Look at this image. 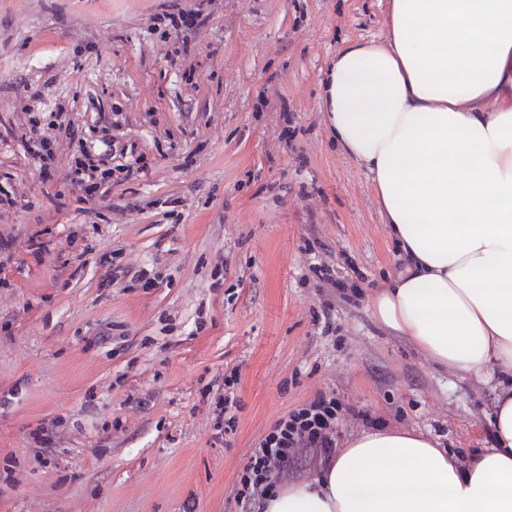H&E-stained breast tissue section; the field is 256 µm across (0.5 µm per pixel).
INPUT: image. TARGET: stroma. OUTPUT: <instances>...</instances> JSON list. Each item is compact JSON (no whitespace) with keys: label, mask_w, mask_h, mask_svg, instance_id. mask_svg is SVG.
Listing matches in <instances>:
<instances>
[{"label":"stroma","mask_w":512,"mask_h":512,"mask_svg":"<svg viewBox=\"0 0 512 512\" xmlns=\"http://www.w3.org/2000/svg\"><path fill=\"white\" fill-rule=\"evenodd\" d=\"M176 7L204 24L172 26ZM387 16L388 0H0V512H261L234 499L242 468L321 392L349 408L340 448L372 427L466 461L488 447L493 384L373 319L401 258L324 124L329 63ZM59 110L89 142L112 126L97 198L68 144L47 182L21 142L27 113Z\"/></svg>","instance_id":"1"}]
</instances>
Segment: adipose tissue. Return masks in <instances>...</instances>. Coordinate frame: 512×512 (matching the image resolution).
<instances>
[{
	"label": "adipose tissue",
	"instance_id": "ef3b65f1",
	"mask_svg": "<svg viewBox=\"0 0 512 512\" xmlns=\"http://www.w3.org/2000/svg\"><path fill=\"white\" fill-rule=\"evenodd\" d=\"M322 100L405 262L374 319L461 375L512 373V0H389L383 41L346 44ZM490 424L467 462L416 431L361 433L263 512H512V387Z\"/></svg>",
	"mask_w": 512,
	"mask_h": 512
}]
</instances>
